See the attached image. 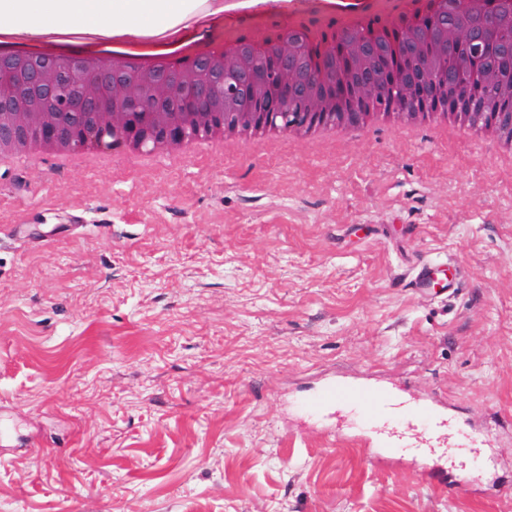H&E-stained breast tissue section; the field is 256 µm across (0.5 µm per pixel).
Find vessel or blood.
I'll return each instance as SVG.
<instances>
[{
  "mask_svg": "<svg viewBox=\"0 0 512 512\" xmlns=\"http://www.w3.org/2000/svg\"><path fill=\"white\" fill-rule=\"evenodd\" d=\"M410 287L421 291H454L455 281L440 262H425L413 272ZM294 409L315 424L330 427L340 416L350 417L360 433L377 448L419 457L424 445L444 441L453 424L438 406L405 396L394 388L327 379L319 388L301 395Z\"/></svg>",
  "mask_w": 512,
  "mask_h": 512,
  "instance_id": "1",
  "label": "vessel or blood"
}]
</instances>
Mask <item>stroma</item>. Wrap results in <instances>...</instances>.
Listing matches in <instances>:
<instances>
[{
    "label": "stroma",
    "instance_id": "stroma-1",
    "mask_svg": "<svg viewBox=\"0 0 512 512\" xmlns=\"http://www.w3.org/2000/svg\"><path fill=\"white\" fill-rule=\"evenodd\" d=\"M333 376L446 399L465 492L301 424ZM0 420V512H512V163L396 124L0 166ZM446 263L425 262L420 264L413 272L409 285L419 291H429L439 288L442 293L454 291L457 288L455 281L447 277Z\"/></svg>",
    "mask_w": 512,
    "mask_h": 512
}]
</instances>
